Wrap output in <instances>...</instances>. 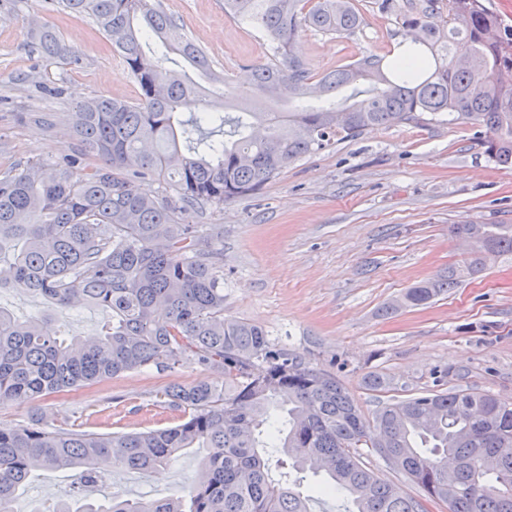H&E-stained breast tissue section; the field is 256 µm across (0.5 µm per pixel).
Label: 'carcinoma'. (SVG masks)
Instances as JSON below:
<instances>
[{"label": "carcinoma", "mask_w": 512, "mask_h": 512, "mask_svg": "<svg viewBox=\"0 0 512 512\" xmlns=\"http://www.w3.org/2000/svg\"><path fill=\"white\" fill-rule=\"evenodd\" d=\"M59 5L107 33L141 95L79 104L70 113L74 154L0 170V288H23L45 305L23 320L0 306V406L183 359L219 373L224 385L170 383L163 403L183 417L165 428L98 434L39 417L0 424V512L39 471L78 470L83 486H97L110 478L98 470L102 461L148 472L190 448L208 453L184 499H77L55 512H310L297 490L306 472L325 474L316 492L342 497L347 512H427L375 476L363 461L368 451L448 512H512L511 401L458 386L383 403L366 425L334 372L224 314L221 253L190 221L258 191L306 155L424 115L473 121L487 159L512 168V84L502 80L512 72V25L481 0H448L450 28L429 24L421 8L403 16L402 55H367L316 77L293 42L304 28L354 33V0H224L273 51L252 66L247 99L212 73L204 49L156 0ZM460 34L465 56L451 51ZM34 38L43 57L79 63L54 33ZM210 97L231 111L201 107ZM149 177L164 181L163 194L138 190ZM474 229L480 245L466 270L413 286L390 310L425 306L463 274L512 257V224H459L455 233ZM88 304L112 316L99 335L47 334L52 311ZM489 454L498 459L491 468L483 465Z\"/></svg>", "instance_id": "carcinoma-1"}]
</instances>
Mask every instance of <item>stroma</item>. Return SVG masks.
Here are the masks:
<instances>
[{"mask_svg":"<svg viewBox=\"0 0 512 512\" xmlns=\"http://www.w3.org/2000/svg\"><path fill=\"white\" fill-rule=\"evenodd\" d=\"M431 2L430 21L444 25L447 0H356L362 17L350 36L301 30L293 53L321 75L362 56H385L402 42L403 15ZM182 32L208 54L213 69L237 91L249 88V68L271 55L261 32L224 13V0H160ZM36 30L54 32L79 52L82 65L39 56ZM137 101L139 87L109 36L91 19L49 0H0V169L73 154L69 114L96 96ZM480 129L463 120L401 123L365 131L304 158L255 194L207 210L202 232L224 254V311L261 325L269 337L312 363L337 361V378L365 416L379 403L426 389L467 385L512 401V260L465 278L417 308L389 312L409 288L467 260L454 225L512 224V170L484 156ZM108 314L93 305L56 314L66 336L97 334ZM378 372L389 391L371 392ZM217 381L216 373L183 360L160 372L125 373L33 404L0 408V422L32 416L59 424L83 422L100 433L170 425L178 412L155 401L172 380ZM204 449L181 453L149 473L117 469L109 483L83 498H171L196 475ZM71 479L44 471L11 505L34 512L39 489L55 501L71 497Z\"/></svg>","mask_w":512,"mask_h":512,"instance_id":"obj_1","label":"stroma"}]
</instances>
